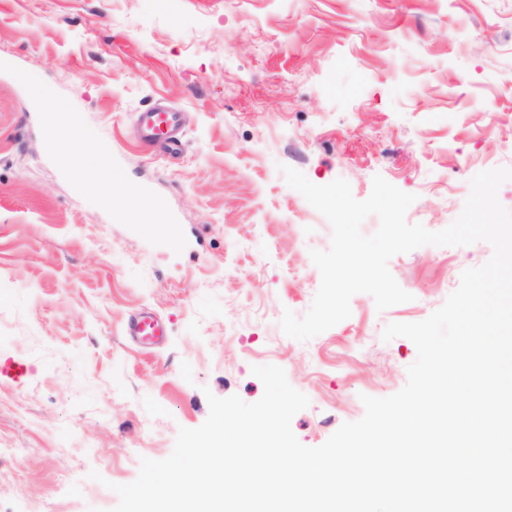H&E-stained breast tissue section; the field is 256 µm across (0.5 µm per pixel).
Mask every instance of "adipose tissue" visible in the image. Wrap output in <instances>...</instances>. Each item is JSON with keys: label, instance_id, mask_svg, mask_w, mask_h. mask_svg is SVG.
I'll use <instances>...</instances> for the list:
<instances>
[{"label": "adipose tissue", "instance_id": "ef3b65f1", "mask_svg": "<svg viewBox=\"0 0 512 512\" xmlns=\"http://www.w3.org/2000/svg\"><path fill=\"white\" fill-rule=\"evenodd\" d=\"M31 96L50 116V133L56 159L82 189L100 196L105 191L118 189V182L112 178V163L105 152H74L72 145L79 136L75 118L63 114L61 105L55 102L46 89L32 86Z\"/></svg>", "mask_w": 512, "mask_h": 512}]
</instances>
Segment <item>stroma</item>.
I'll list each match as a JSON object with an SVG mask.
<instances>
[{"mask_svg":"<svg viewBox=\"0 0 512 512\" xmlns=\"http://www.w3.org/2000/svg\"><path fill=\"white\" fill-rule=\"evenodd\" d=\"M512 0H0V512H110L111 484L168 457L207 394L253 403L276 365L309 406L291 427L317 447L388 397L417 357L392 322L426 319L493 249L425 245L389 270L412 299L301 342L329 222L280 165L355 199L382 176L431 231L461 214L479 172L512 168ZM80 122L150 189L164 233L82 192L53 154L29 87ZM182 112L180 149L144 145L135 116ZM148 310L164 341L127 334ZM102 479H89L90 471Z\"/></svg>","mask_w":512,"mask_h":512,"instance_id":"1","label":"stroma"}]
</instances>
